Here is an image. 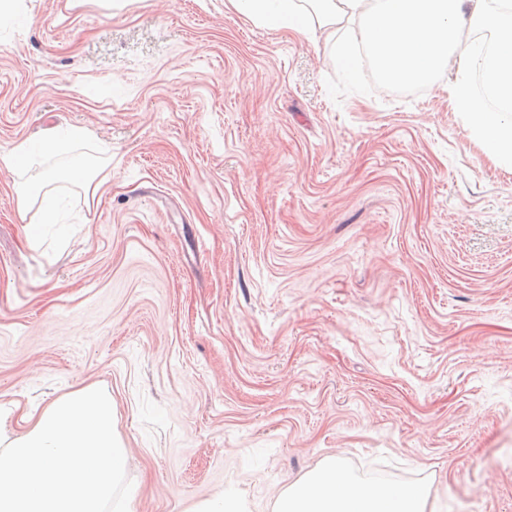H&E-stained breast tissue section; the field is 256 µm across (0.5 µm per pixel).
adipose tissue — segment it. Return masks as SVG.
<instances>
[{
	"mask_svg": "<svg viewBox=\"0 0 512 512\" xmlns=\"http://www.w3.org/2000/svg\"><path fill=\"white\" fill-rule=\"evenodd\" d=\"M238 13L271 30L332 45L342 63L366 49L380 76L425 84L453 68L448 102L465 114L486 152L512 166V0H229ZM83 128L62 127L39 141H22L0 155L16 175L22 210L39 207V224L58 221L56 188L99 192L106 154L83 152ZM0 412V512H131L138 490L115 492L127 447L114 428L109 393L88 384L22 416L9 429ZM417 485L354 476L337 459L288 486L274 512H426Z\"/></svg>",
	"mask_w": 512,
	"mask_h": 512,
	"instance_id": "ef3b65f1",
	"label": "adipose tissue"
}]
</instances>
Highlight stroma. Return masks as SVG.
<instances>
[{
  "instance_id": "obj_1",
  "label": "stroma",
  "mask_w": 512,
  "mask_h": 512,
  "mask_svg": "<svg viewBox=\"0 0 512 512\" xmlns=\"http://www.w3.org/2000/svg\"><path fill=\"white\" fill-rule=\"evenodd\" d=\"M23 2L0 154L79 126L112 166L36 250L0 170V405L106 390L133 512H272L329 457L512 512V167L447 74L346 78L228 0Z\"/></svg>"
}]
</instances>
